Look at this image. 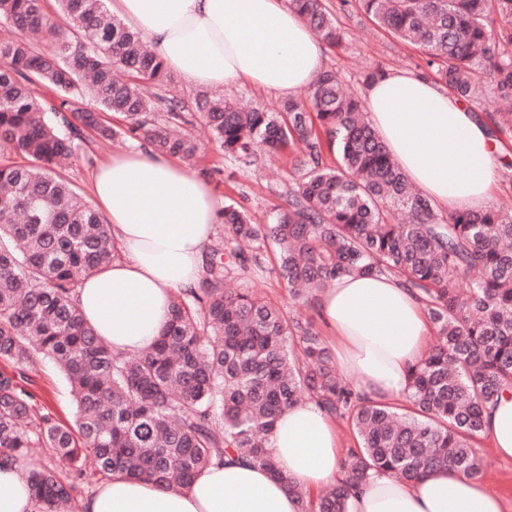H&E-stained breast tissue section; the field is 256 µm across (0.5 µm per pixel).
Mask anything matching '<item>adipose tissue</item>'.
I'll use <instances>...</instances> for the list:
<instances>
[{"label":"adipose tissue","instance_id":"1","mask_svg":"<svg viewBox=\"0 0 512 512\" xmlns=\"http://www.w3.org/2000/svg\"><path fill=\"white\" fill-rule=\"evenodd\" d=\"M112 11L196 87L247 83L296 95L322 69V45L288 0H112ZM364 100L404 175L435 205L450 214L487 206L500 146L454 94L391 71L367 85ZM91 190L123 257L85 279L75 302L114 352H139L164 329L172 297L196 286L218 204L192 167L148 148L108 158ZM319 309L345 379L368 399L405 401L408 370L431 334L416 294L391 276L352 274L321 295ZM484 430L496 455L512 458V389L486 411ZM268 448L280 477L237 456L180 491L116 472L84 500L83 512H299L289 483L314 491L342 476L338 426L314 402L286 409ZM35 470L29 457L0 460V512H36ZM508 508L495 491L444 469L415 482L375 473L346 500V512Z\"/></svg>","mask_w":512,"mask_h":512}]
</instances>
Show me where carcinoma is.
Masks as SVG:
<instances>
[{"label":"carcinoma","instance_id":"carcinoma-1","mask_svg":"<svg viewBox=\"0 0 512 512\" xmlns=\"http://www.w3.org/2000/svg\"><path fill=\"white\" fill-rule=\"evenodd\" d=\"M43 2L0 0V21L14 31L0 41V360L12 368L0 371V458L37 459L39 512H74L78 493L114 472L176 491L237 455L277 475L268 437L282 411L303 400L351 419L360 445L345 483L316 494L289 484L301 512H345L370 470L407 482L436 469L481 477L473 442L488 406L512 386V208L438 214L333 70L273 110L208 91L190 110L107 0H55L60 24ZM289 2L322 42H341L325 0ZM355 2L377 27L419 46L458 98L477 99L488 77L512 100V0ZM114 114L122 125H112ZM198 116L216 146L246 165L295 151L297 178L266 224L225 206L224 237L206 252L198 286L174 295L146 350L115 354L74 294L117 248L61 170L88 131L192 159ZM334 152L337 164L328 161ZM270 247L296 303L355 272L391 275L420 292L436 343L409 373V409L361 398L302 313L224 287ZM35 354L70 384L75 428L26 389ZM40 448L52 454L41 459Z\"/></svg>","mask_w":512,"mask_h":512}]
</instances>
